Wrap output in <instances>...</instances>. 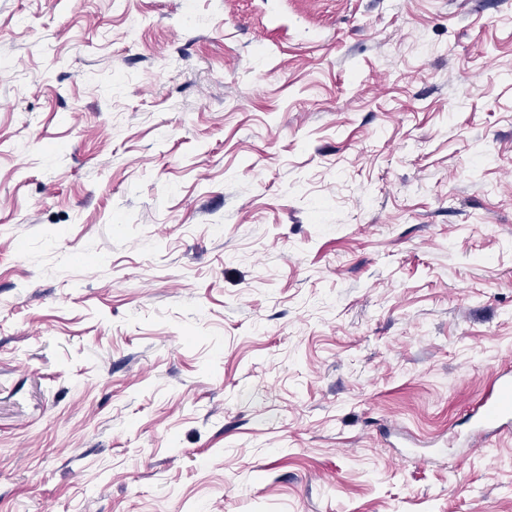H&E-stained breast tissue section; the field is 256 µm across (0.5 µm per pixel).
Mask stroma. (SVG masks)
<instances>
[{"label":"stroma","mask_w":512,"mask_h":512,"mask_svg":"<svg viewBox=\"0 0 512 512\" xmlns=\"http://www.w3.org/2000/svg\"><path fill=\"white\" fill-rule=\"evenodd\" d=\"M512 0H0V512H512ZM512 367L499 368L487 390L471 411V419L481 431L512 433Z\"/></svg>","instance_id":"1"}]
</instances>
